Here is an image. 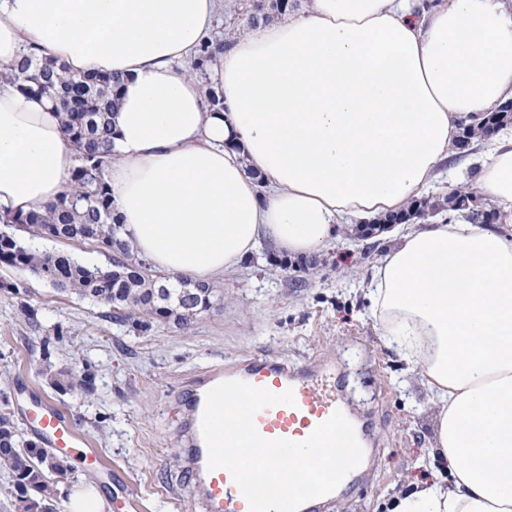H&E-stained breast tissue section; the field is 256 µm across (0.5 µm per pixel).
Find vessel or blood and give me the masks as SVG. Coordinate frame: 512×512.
<instances>
[{"label": "vessel or blood", "mask_w": 512, "mask_h": 512, "mask_svg": "<svg viewBox=\"0 0 512 512\" xmlns=\"http://www.w3.org/2000/svg\"><path fill=\"white\" fill-rule=\"evenodd\" d=\"M226 380H241L274 393L293 390L296 403L276 404L254 416L258 433L266 439L300 441L334 412L349 413L336 362L319 358L295 367L271 357H250L217 363L191 375L184 391L188 417L175 431L187 493L183 512H249V505L229 471L209 469L208 448L202 435V416L207 392ZM30 429L42 443L77 459L86 469L100 463L94 449L61 411L50 402L37 400L25 413Z\"/></svg>", "instance_id": "vessel-or-blood-1"}]
</instances>
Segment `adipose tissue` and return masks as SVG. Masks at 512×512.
<instances>
[{
	"label": "adipose tissue",
	"mask_w": 512,
	"mask_h": 512,
	"mask_svg": "<svg viewBox=\"0 0 512 512\" xmlns=\"http://www.w3.org/2000/svg\"><path fill=\"white\" fill-rule=\"evenodd\" d=\"M221 0H0V68L26 52L119 75L109 170L120 234L153 266L223 276L261 240L291 254L404 210L462 121L512 101V0H309L248 25L211 64L208 111L179 63ZM76 165L44 98L0 84V213L57 200ZM478 187L512 222V130ZM387 344L427 389L442 462L392 512H512V236L401 235L368 283Z\"/></svg>",
	"instance_id": "obj_1"
}]
</instances>
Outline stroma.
<instances>
[{"mask_svg":"<svg viewBox=\"0 0 512 512\" xmlns=\"http://www.w3.org/2000/svg\"><path fill=\"white\" fill-rule=\"evenodd\" d=\"M481 163L480 147L451 151L427 196L446 194L452 181L474 185ZM398 236L395 228L382 233L372 251L368 240L348 232L293 259L261 241L217 280L222 306L187 332L157 324L134 334L102 320L91 301L0 265V286L18 288L14 294L0 289V398L19 435L32 437L19 411L32 395L58 407L101 455L94 482L71 462L67 480L57 486V512L71 493L90 489L111 500L112 512H129L131 499L138 512H181L171 428L184 411L175 394L196 370L253 355L300 362L336 353L349 361L347 391L357 415L374 416L378 447L357 487L337 494L325 512H391L397 492L430 481L435 431L427 393L411 365L386 344L364 294L373 266ZM25 304L34 320L22 313ZM47 339L55 346L46 357ZM83 368L95 376L92 394L53 386V373Z\"/></svg>","mask_w":512,"mask_h":512,"instance_id":"1","label":"stroma"}]
</instances>
